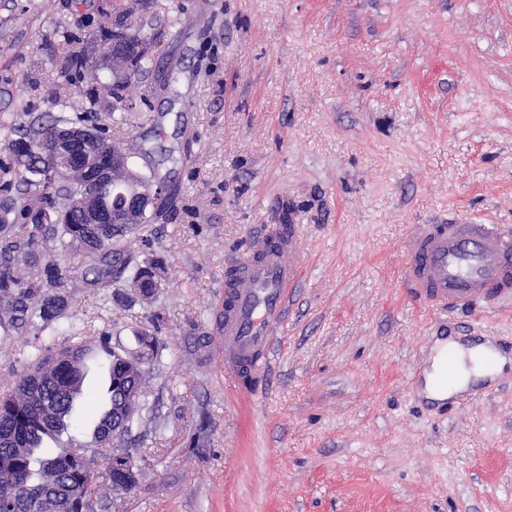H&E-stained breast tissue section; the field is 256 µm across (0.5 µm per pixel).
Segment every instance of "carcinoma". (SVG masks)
Listing matches in <instances>:
<instances>
[{
    "label": "carcinoma",
    "instance_id": "1",
    "mask_svg": "<svg viewBox=\"0 0 512 512\" xmlns=\"http://www.w3.org/2000/svg\"><path fill=\"white\" fill-rule=\"evenodd\" d=\"M99 30L106 49L112 40L122 41L125 64L104 86L108 96L121 100L151 64L150 44L138 29L115 33L102 25ZM63 69L93 74L98 66L74 52ZM70 125L75 122L63 117L50 124L0 122V143L9 152L0 161V330L25 337L29 348L26 370L11 392L0 397V512H57L53 500L59 494L53 486L69 484L77 490L94 482L92 465L78 455L38 444V434L53 419L66 431H80L84 425L72 406V388L81 378L66 362L49 366L53 354L44 342L65 317L74 289L98 292L123 275L132 284L139 279L142 264L116 248L117 243L132 234L145 249L153 245L147 223L130 224L103 240L89 234L87 225L75 221L84 174L56 168L35 176L16 150L25 140L38 151L56 129ZM79 254L90 259L88 266L75 265ZM117 374L120 385L111 394L116 410L125 407L127 386L146 384V377L128 365Z\"/></svg>",
    "mask_w": 512,
    "mask_h": 512
}]
</instances>
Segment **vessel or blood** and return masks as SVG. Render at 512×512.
I'll return each mask as SVG.
<instances>
[{
  "instance_id": "vessel-or-blood-1",
  "label": "vessel or blood",
  "mask_w": 512,
  "mask_h": 512,
  "mask_svg": "<svg viewBox=\"0 0 512 512\" xmlns=\"http://www.w3.org/2000/svg\"><path fill=\"white\" fill-rule=\"evenodd\" d=\"M404 285L414 300L443 314L493 312L512 303V233L491 224H422L405 244ZM301 286L299 245L290 228L273 224L229 268L224 282V372H249L247 391L262 390L276 333ZM438 381L454 384L457 353L431 343ZM94 378L104 413L110 412L111 377L101 345L74 361Z\"/></svg>"
}]
</instances>
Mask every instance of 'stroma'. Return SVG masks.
<instances>
[{
	"instance_id": "1",
	"label": "stroma",
	"mask_w": 512,
	"mask_h": 512,
	"mask_svg": "<svg viewBox=\"0 0 512 512\" xmlns=\"http://www.w3.org/2000/svg\"><path fill=\"white\" fill-rule=\"evenodd\" d=\"M113 0H0V120L89 113L171 202L163 288L93 293L86 339L157 336L144 479L94 512H512V363L442 419L431 337L512 341V308L443 318L401 281L421 224L512 230V0H137L153 65L126 121L64 56ZM291 224L303 283L258 394L224 380V269Z\"/></svg>"
}]
</instances>
